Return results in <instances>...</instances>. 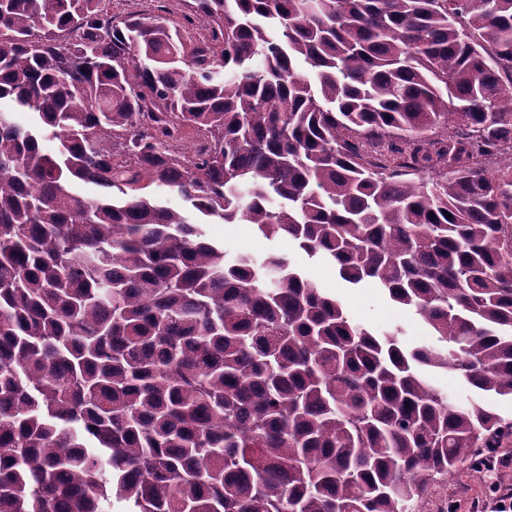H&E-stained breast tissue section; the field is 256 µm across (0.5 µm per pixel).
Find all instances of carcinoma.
I'll use <instances>...</instances> for the list:
<instances>
[{"instance_id":"obj_1","label":"carcinoma","mask_w":512,"mask_h":512,"mask_svg":"<svg viewBox=\"0 0 512 512\" xmlns=\"http://www.w3.org/2000/svg\"><path fill=\"white\" fill-rule=\"evenodd\" d=\"M183 2L0 0V512H425L512 434L417 372L512 399V0ZM158 6H163L167 13H163L171 19H175L180 12L181 2L179 0H165L157 2L154 0H112V14L117 16L125 15L130 11H139L146 14L158 13ZM160 13V12H159ZM202 228L206 238L215 244L224 245L230 256L248 255L261 261L270 253H289L293 262L302 270L303 277L336 294L355 322L377 331L399 325L404 329L401 341L409 348L438 344L437 337L430 336L427 326L414 311L396 306L378 288H349L340 280L335 268L308 260L288 240H269L249 224H203Z\"/></svg>"}]
</instances>
